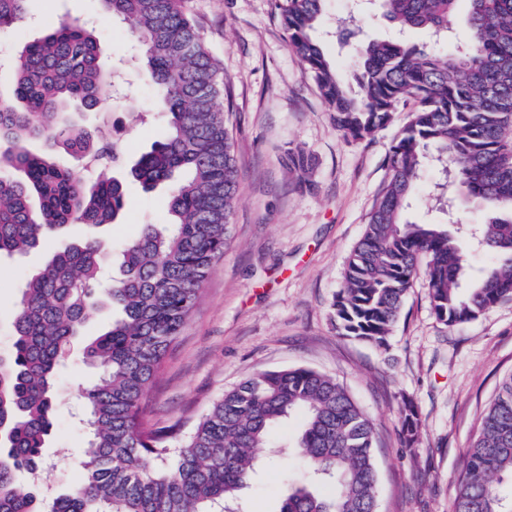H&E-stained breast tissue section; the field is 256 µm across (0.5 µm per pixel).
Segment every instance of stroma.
<instances>
[{
    "label": "stroma",
    "mask_w": 512,
    "mask_h": 512,
    "mask_svg": "<svg viewBox=\"0 0 512 512\" xmlns=\"http://www.w3.org/2000/svg\"><path fill=\"white\" fill-rule=\"evenodd\" d=\"M230 92L229 128L239 168L231 238L213 264L189 320L148 393L147 427L192 423L225 391L257 374L307 367L342 383L375 429L379 512H453L456 481L472 434L499 381L512 371V304L452 327L432 312L417 280L406 294L386 347L339 335L333 303L348 255L361 238L373 203L389 179L391 145L409 122L413 102L400 104L373 138L347 143L337 132L318 87L288 46L273 0H186ZM29 21L0 39V60L17 41L38 37L44 17L96 23L125 74L121 98L104 122L111 139L136 157L163 133L161 107L144 74L132 66L139 49L125 24L101 23L97 0H30ZM360 25L367 39L392 36L378 0L353 12L333 0L325 21ZM313 160L305 177L288 172L289 152ZM120 223L106 227L107 264L120 277L122 249L145 224L167 220V191L127 186ZM50 255L43 249L0 262V354L11 348L9 325L20 284ZM112 319L103 309L65 349L55 387L54 423L46 441L51 471L38 491L68 493L81 477L86 429L83 392L100 375L83 347ZM420 414L416 447L401 445L400 410ZM251 480L231 512H278L297 456L257 452Z\"/></svg>",
    "instance_id": "obj_1"
}]
</instances>
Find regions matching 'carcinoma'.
Segmentation results:
<instances>
[{
    "instance_id": "cac0c4a2",
    "label": "carcinoma",
    "mask_w": 512,
    "mask_h": 512,
    "mask_svg": "<svg viewBox=\"0 0 512 512\" xmlns=\"http://www.w3.org/2000/svg\"><path fill=\"white\" fill-rule=\"evenodd\" d=\"M467 4L465 28L454 18ZM27 0H0V34L24 19ZM102 14L129 25L139 62L163 105L166 132L129 168L144 191L162 185L169 219L145 224L122 251L121 278L102 275L100 230L125 209L123 163L104 126L76 120L88 103L111 97L112 50L79 20L48 24L21 43L0 97V258L48 246L78 224L81 236L53 251L28 277L12 321L14 353L0 357V512H44L18 473L40 469L53 423V383L65 347L102 300L118 309L110 327L84 346L100 382L84 395L87 439L80 482L49 512H226L274 447L281 419L302 416L294 450L305 479L279 512H377L378 476L370 419L334 378L304 368L252 377L224 392L187 432L143 425L148 389L181 334L214 261L229 239L238 165L219 108L227 95L184 0H99ZM327 0H275L289 48L312 74L336 130L359 143L385 129L396 107L415 103L389 151L390 177L346 262L336 297V330L384 347L413 281L423 277L436 318L469 322L512 302V0H382L398 36L351 42L352 91L323 47ZM423 32L428 41L411 40ZM443 176L445 215L471 202L480 223L404 219L422 170ZM311 167L288 154L299 176ZM494 261L460 288L467 248ZM401 442L418 443L419 417L401 410ZM512 481V373L499 382L459 475L453 512H512L501 485ZM329 485L320 494L318 485Z\"/></svg>"
}]
</instances>
